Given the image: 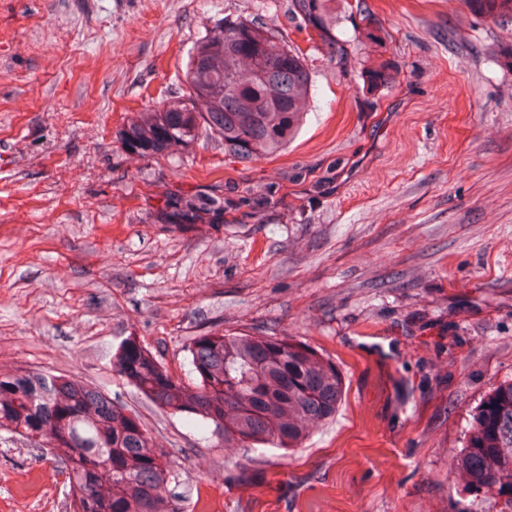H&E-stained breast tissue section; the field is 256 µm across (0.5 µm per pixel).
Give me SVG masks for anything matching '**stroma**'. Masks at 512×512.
<instances>
[{"instance_id": "1", "label": "stroma", "mask_w": 512, "mask_h": 512, "mask_svg": "<svg viewBox=\"0 0 512 512\" xmlns=\"http://www.w3.org/2000/svg\"><path fill=\"white\" fill-rule=\"evenodd\" d=\"M326 0L331 60L291 0H0V372L65 375L136 410L180 512H499L454 461L512 379V37L464 0ZM247 17L303 53L296 138L242 162L198 139L123 153L118 131L186 89L196 43ZM381 61L393 81L364 88ZM223 186L222 224L175 230L164 188ZM274 188L256 211L244 191ZM331 358L345 393L302 448L225 447L116 375L135 336L183 376L206 330ZM54 460L0 433V512H66Z\"/></svg>"}]
</instances>
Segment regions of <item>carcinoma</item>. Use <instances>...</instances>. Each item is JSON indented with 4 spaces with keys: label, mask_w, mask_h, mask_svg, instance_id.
<instances>
[{
    "label": "carcinoma",
    "mask_w": 512,
    "mask_h": 512,
    "mask_svg": "<svg viewBox=\"0 0 512 512\" xmlns=\"http://www.w3.org/2000/svg\"><path fill=\"white\" fill-rule=\"evenodd\" d=\"M476 14L512 31V0H465ZM298 28H322L324 0H291ZM371 86L392 79L381 63L366 73ZM187 92L148 106L118 131L123 151L164 156L199 135L249 161L283 149L299 131L312 79L303 54L248 18L214 24L193 48ZM233 201L224 190L167 188L157 222L181 228L224 223ZM185 378L134 336L121 340L112 369L172 414L195 418L218 437L249 448L300 447L309 425L336 417L344 394L331 359L303 341L273 332L206 331L190 339ZM0 431L52 456L69 488V512H178L166 494L177 480L166 453L153 445L140 416L101 391L29 370L0 373ZM454 470L468 487L484 488L512 512V380L497 386L473 417Z\"/></svg>",
    "instance_id": "obj_1"
}]
</instances>
